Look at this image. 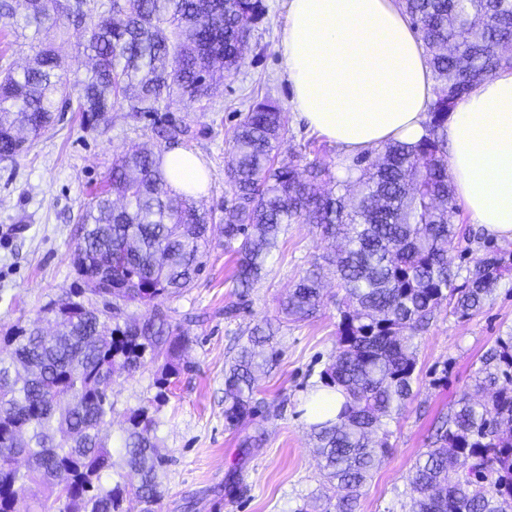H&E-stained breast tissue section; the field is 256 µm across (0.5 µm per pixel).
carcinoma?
Returning <instances> with one entry per match:
<instances>
[{"instance_id": "carcinoma-1", "label": "carcinoma", "mask_w": 512, "mask_h": 512, "mask_svg": "<svg viewBox=\"0 0 512 512\" xmlns=\"http://www.w3.org/2000/svg\"><path fill=\"white\" fill-rule=\"evenodd\" d=\"M23 21L12 0H0V18L25 32L35 54L0 77V161L28 152L61 120L59 107L77 94L78 111L95 122L113 110L136 120L186 100H201L213 82L238 68V36L263 12L261 0H25ZM429 55L435 82L425 135L414 143L382 145L378 163L347 168L338 183L318 156L279 158L288 115L268 97L253 103L225 133L223 214L201 211L194 196L176 194L162 169L167 149L195 137L187 124L162 122L156 144L120 154L78 216L81 236L73 263L91 294L111 296L112 314L84 312L83 291L46 304L26 326H16L0 356V512L51 480L53 500L38 512H123L129 494L158 512L164 464L158 421L132 411L119 444L103 428L114 412V377L162 362L159 387L179 375L176 363L188 333L172 324L155 300L190 287L214 224L224 251L235 259L224 319L249 306L250 290L265 274L290 224H313L331 252L339 318L336 350L311 388L343 397L334 418L310 425L313 448L327 478L345 491L336 504L313 496L299 512H357L359 490L390 451V422L413 395L415 339L448 309L479 311L502 280L512 279V251L485 247L461 275L448 262L459 212L448 176V113L477 81L462 60L492 75L512 65V0H401ZM67 20L90 35L83 79L57 73L49 30ZM346 193L323 192L329 184ZM322 265L315 263L282 303L284 318L313 315L323 299ZM152 306L137 322L131 306ZM61 319L54 334L43 317ZM274 337L256 324L224 369V420L235 426L260 405L259 379L272 357ZM135 477L113 485L114 468ZM410 512H512V334L499 336L481 358L466 391L441 418L430 448L408 478Z\"/></svg>"}]
</instances>
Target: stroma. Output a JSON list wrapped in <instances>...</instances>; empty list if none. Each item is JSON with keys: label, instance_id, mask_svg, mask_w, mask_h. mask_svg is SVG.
<instances>
[{"label": "stroma", "instance_id": "obj_1", "mask_svg": "<svg viewBox=\"0 0 512 512\" xmlns=\"http://www.w3.org/2000/svg\"><path fill=\"white\" fill-rule=\"evenodd\" d=\"M263 3L266 16L254 28L240 67L213 89L210 101L180 104L170 112L195 132L189 148L203 158L209 175L199 201L216 214L224 208V133L254 98L270 97L288 114L281 157L316 142L341 180L354 161L293 114L291 86L276 51L288 0ZM152 129V118L133 124L116 111L89 127L72 108L65 122L47 130L27 154L0 161V352H9L5 338L15 325L27 324L49 301L82 287L73 264L77 216L116 154L148 141ZM286 238L282 254L252 288L249 308L229 323L224 305L233 263L223 234L213 230L204 272L191 288L159 300L175 320L189 322L180 375L167 391H159L158 367L149 363L112 384L110 439L123 435L133 409L147 408L159 422L167 459L160 472V512H296L323 481L303 405L336 348L334 278L325 282V305L316 315L279 323L274 363L260 380L258 414L234 426L224 422V364L235 354V337L259 321L278 322L279 300L323 252L311 225H289ZM511 331L512 283L507 281L473 316L442 312L420 333L416 396L391 422L390 453L363 487L358 512H408V477L427 449L435 421L470 384L495 339Z\"/></svg>", "mask_w": 512, "mask_h": 512}]
</instances>
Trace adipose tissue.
<instances>
[{
    "instance_id": "obj_1",
    "label": "adipose tissue",
    "mask_w": 512,
    "mask_h": 512,
    "mask_svg": "<svg viewBox=\"0 0 512 512\" xmlns=\"http://www.w3.org/2000/svg\"><path fill=\"white\" fill-rule=\"evenodd\" d=\"M305 124L354 155L418 141L434 97L421 42L395 0H289L276 46ZM448 173L473 223L512 239V69L475 84L448 115ZM176 192L205 183L194 152L163 157Z\"/></svg>"
}]
</instances>
